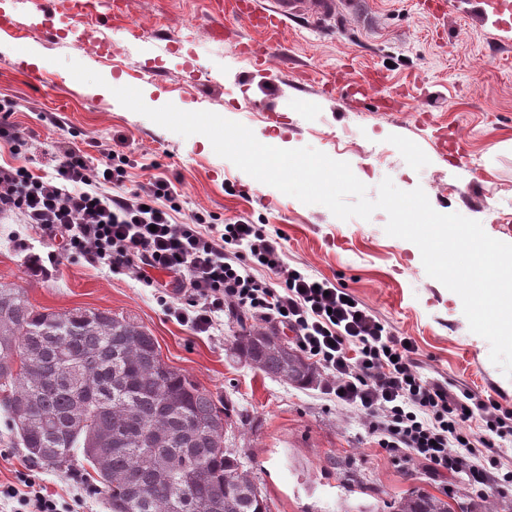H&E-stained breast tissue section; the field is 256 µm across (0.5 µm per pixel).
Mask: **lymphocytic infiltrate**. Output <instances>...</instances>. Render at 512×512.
<instances>
[{
  "mask_svg": "<svg viewBox=\"0 0 512 512\" xmlns=\"http://www.w3.org/2000/svg\"><path fill=\"white\" fill-rule=\"evenodd\" d=\"M107 158L101 166L60 145L50 177L0 165V215H19L51 241V264L80 257L168 295L170 316L194 333L217 330L227 313L288 329L323 369L325 393L360 413L379 448L406 450L437 477L461 474L477 487L493 479L512 411L423 376L404 337L361 302H345L330 281L289 266L279 235L263 225L217 226L204 210L176 222L181 194L171 181L127 188L115 152ZM259 267L276 283L258 279ZM473 420L482 436L470 431ZM94 494L87 486L67 499L23 471L0 482V502L12 512H82Z\"/></svg>",
  "mask_w": 512,
  "mask_h": 512,
  "instance_id": "lymphocytic-infiltrate-1",
  "label": "lymphocytic infiltrate"
}]
</instances>
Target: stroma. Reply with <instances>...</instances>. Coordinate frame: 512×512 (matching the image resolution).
Wrapping results in <instances>:
<instances>
[{
    "mask_svg": "<svg viewBox=\"0 0 512 512\" xmlns=\"http://www.w3.org/2000/svg\"><path fill=\"white\" fill-rule=\"evenodd\" d=\"M108 2L99 0L85 24L64 8L42 20L32 0L0 11V100L13 102L10 121L32 143L14 155L0 141V164L42 175L57 143L118 149L127 187L163 178L184 194L177 221L203 209L220 224L266 225L281 234L289 265L330 280L411 338L426 375L512 409V379L470 331L460 297L426 274L415 244L386 234L385 212L343 221L304 204L218 156L205 136L167 130L107 88H138L153 108L217 113L286 149L312 147L348 162L372 198L387 177L405 191L422 188L438 212L477 220L512 243V28L494 23L481 0H446L442 14L431 0H340L334 21L296 18L270 37L225 13L222 0H128L122 13ZM91 31L108 39L111 56L87 41ZM268 37L276 53L267 64L239 47ZM33 55L40 65L28 64ZM65 58L102 75L104 85L78 82ZM48 250L30 225L0 220V282L25 290L45 312L107 309L136 318L163 361L230 409L224 445L271 512H396L417 490L448 500L453 512H512V483L479 492L455 477L440 482L378 448L359 413L321 383L301 388L239 361L236 317L214 335H196L167 316L151 289L83 259L33 272L31 256ZM28 465L51 491L77 494L71 472L32 461L0 417V481Z\"/></svg>",
    "mask_w": 512,
    "mask_h": 512,
    "instance_id": "35a3bbf8",
    "label": "stroma"
}]
</instances>
